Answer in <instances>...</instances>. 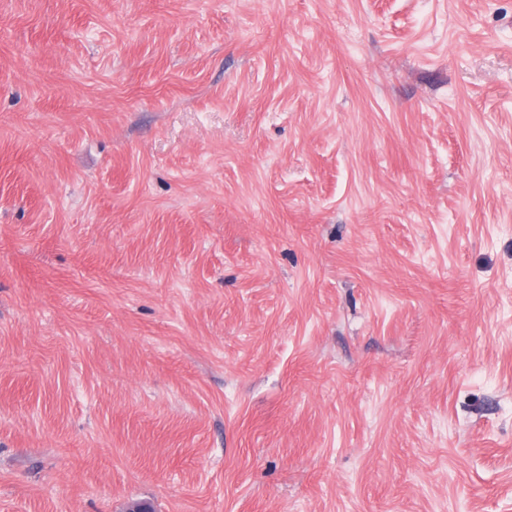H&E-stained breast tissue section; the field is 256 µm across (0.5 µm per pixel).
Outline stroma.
<instances>
[{
    "label": "stroma",
    "mask_w": 512,
    "mask_h": 512,
    "mask_svg": "<svg viewBox=\"0 0 512 512\" xmlns=\"http://www.w3.org/2000/svg\"><path fill=\"white\" fill-rule=\"evenodd\" d=\"M512 512V0H0V512Z\"/></svg>",
    "instance_id": "stroma-1"
}]
</instances>
